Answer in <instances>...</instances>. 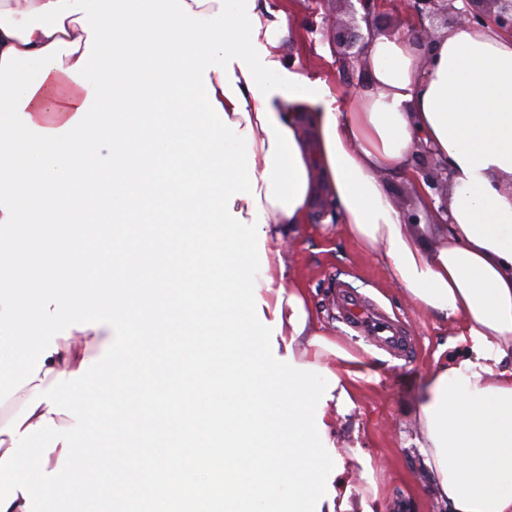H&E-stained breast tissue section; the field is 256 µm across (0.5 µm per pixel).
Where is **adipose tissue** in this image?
<instances>
[{"label": "adipose tissue", "mask_w": 512, "mask_h": 512, "mask_svg": "<svg viewBox=\"0 0 512 512\" xmlns=\"http://www.w3.org/2000/svg\"><path fill=\"white\" fill-rule=\"evenodd\" d=\"M260 33L270 60L283 56L288 35L286 9L254 0ZM87 31L65 18L61 31L35 29L29 40L0 29V54L34 52L58 41L85 44ZM79 53L51 69L25 112L34 125L60 128L80 108L88 91L67 70ZM368 82L354 94H330L320 101L269 99L279 125L291 131L304 165L307 188L293 212L264 204L265 251L273 280L261 288L267 321L282 319L278 356L295 363L338 370L332 400L322 421L329 443L336 423L355 406L354 386L365 378L362 358L350 354L321 327L306 288L288 280L291 259L282 242L299 233L314 211L335 205L347 234L378 253L424 311L452 327L449 345L434 354L429 395L417 409L412 440L423 472L439 502L450 512H512V34L485 24L445 28L421 59L410 31H371L365 58ZM215 98L230 121L251 116L259 175L258 193H267L262 175L269 136L256 114L261 103L239 82L246 115L221 91L210 72ZM447 164L448 204L424 193L421 208L436 224L438 241L415 232L394 205L385 177L413 180L418 144ZM85 343L57 338L34 384L0 406V456L12 444L3 428L35 388H47L58 374L78 372L87 343L112 340L109 327L85 330ZM465 355L448 358L449 347Z\"/></svg>", "instance_id": "1"}]
</instances>
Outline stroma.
Wrapping results in <instances>:
<instances>
[{
  "label": "stroma",
  "mask_w": 512,
  "mask_h": 512,
  "mask_svg": "<svg viewBox=\"0 0 512 512\" xmlns=\"http://www.w3.org/2000/svg\"><path fill=\"white\" fill-rule=\"evenodd\" d=\"M287 3L295 17L294 30L282 41L288 60L297 62L313 78L328 81L333 90L349 94L366 79L365 70L343 63L336 51L327 19L348 23L351 13L345 0H269ZM331 207L313 213L298 236L285 247L291 257L289 275L307 288L313 305L337 343L363 356L372 380L356 388V406L338 428L348 446H360L374 469L373 482L363 479V467L348 460L346 477L355 493L376 485L380 512H448L436 502L419 478V460L408 440L416 428V409L424 400L435 365L438 345L447 342L451 327L429 315L414 302L403 286L377 257L349 238L343 224L331 216ZM382 306L398 319L412 339L407 358L395 359L369 346L342 321L337 305L339 289Z\"/></svg>",
  "instance_id": "1"
}]
</instances>
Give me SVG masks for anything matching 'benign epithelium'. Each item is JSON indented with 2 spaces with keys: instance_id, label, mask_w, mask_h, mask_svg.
<instances>
[{
  "instance_id": "benign-epithelium-1",
  "label": "benign epithelium",
  "mask_w": 512,
  "mask_h": 512,
  "mask_svg": "<svg viewBox=\"0 0 512 512\" xmlns=\"http://www.w3.org/2000/svg\"><path fill=\"white\" fill-rule=\"evenodd\" d=\"M454 0H400L401 8L420 17V25L414 38L421 58L429 57L432 47L431 27L436 22L449 27H467L474 23H491L512 31V0H467V8L459 10ZM368 42L355 31L353 26L336 28V48L350 62L363 65Z\"/></svg>"
}]
</instances>
